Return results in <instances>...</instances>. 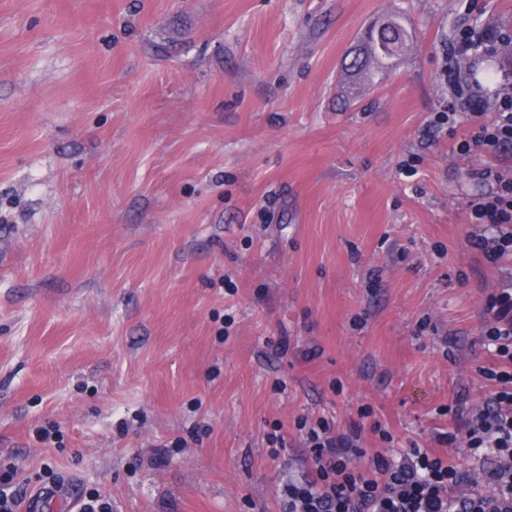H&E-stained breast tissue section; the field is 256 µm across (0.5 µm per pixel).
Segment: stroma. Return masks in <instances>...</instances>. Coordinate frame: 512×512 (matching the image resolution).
<instances>
[{"label": "stroma", "instance_id": "1", "mask_svg": "<svg viewBox=\"0 0 512 512\" xmlns=\"http://www.w3.org/2000/svg\"><path fill=\"white\" fill-rule=\"evenodd\" d=\"M399 13L413 46L349 95ZM512 0H0V463L112 512H280L294 420L438 449L487 396L483 166L441 76ZM49 431L40 440L38 431ZM285 444L270 457L266 435Z\"/></svg>", "mask_w": 512, "mask_h": 512}]
</instances>
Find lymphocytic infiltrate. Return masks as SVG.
<instances>
[{
  "label": "lymphocytic infiltrate",
  "mask_w": 512,
  "mask_h": 512,
  "mask_svg": "<svg viewBox=\"0 0 512 512\" xmlns=\"http://www.w3.org/2000/svg\"><path fill=\"white\" fill-rule=\"evenodd\" d=\"M512 46V33L488 26L462 31L448 46L443 76L456 107L440 113L435 129L468 123L473 135L462 138L455 154L468 159L486 150L512 149V70L503 69L500 86L488 92L479 80L462 79V62L488 57ZM485 192L467 202L474 222L469 246L489 262L512 256V173L477 170ZM480 331L493 361L481 376L491 389L478 406L457 399L452 409L458 432L437 437L444 445L464 439L478 469L462 467L455 457L427 448H394L367 454L362 422L337 428L326 417L300 416L299 436L308 449L305 475L278 492L282 512H512V286L501 284L486 298Z\"/></svg>",
  "instance_id": "lymphocytic-infiltrate-1"
}]
</instances>
